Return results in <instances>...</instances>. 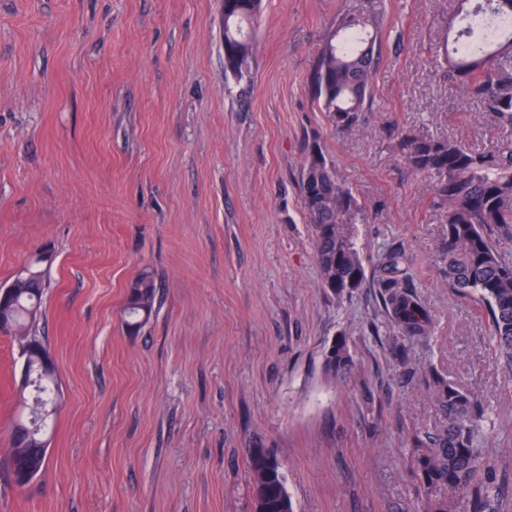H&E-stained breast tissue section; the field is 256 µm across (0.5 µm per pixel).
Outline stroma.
<instances>
[{"mask_svg": "<svg viewBox=\"0 0 512 512\" xmlns=\"http://www.w3.org/2000/svg\"><path fill=\"white\" fill-rule=\"evenodd\" d=\"M382 12L374 103L339 130L309 91L347 10ZM451 0H263L247 80L224 75L222 0H0V285L47 258L39 331L61 404L47 471L0 512H252L246 453L281 464L295 512H420L407 448L448 418L424 368L484 403L483 479L512 512V368L485 309L433 259L415 131L488 152L505 133L433 59ZM319 144L365 211L366 278L323 288L299 179ZM404 254L432 333L397 341L377 288ZM160 286L120 320L141 271ZM344 341L354 366L324 368ZM0 333V451L23 359ZM157 296V286L151 273L142 272L132 281L123 308V321L129 331H138L150 320Z\"/></svg>", "mask_w": 512, "mask_h": 512, "instance_id": "stroma-1", "label": "stroma"}]
</instances>
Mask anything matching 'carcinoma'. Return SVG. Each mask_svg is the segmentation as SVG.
<instances>
[{"mask_svg":"<svg viewBox=\"0 0 512 512\" xmlns=\"http://www.w3.org/2000/svg\"><path fill=\"white\" fill-rule=\"evenodd\" d=\"M260 2L224 0V75L239 81L248 74L254 54L250 25ZM456 11L464 25L441 47L448 78L512 132V0H456ZM379 32L375 12L346 13L314 63L310 91L320 111L339 128L358 125L372 100L381 53ZM398 148L413 174L431 179L430 207L444 213L447 232L436 254L440 273L450 287L474 294L489 315L494 343L512 363V260L498 245V237H512V138L490 154L423 134L405 135ZM300 192L314 232L322 285L339 298L351 297L365 280L354 241V225L364 220L363 210L317 145L309 149ZM403 263L399 254L389 257L379 295L401 335L425 336L430 318L408 281L402 280ZM9 287L10 294L0 301V331L22 342L23 368L32 382L19 384V396L31 409L15 421L0 468L13 464L16 475L36 477L49 465L42 436L51 427L58 392L48 346L33 333L47 288L45 272L31 264L15 273ZM157 296L151 273L132 281L123 308L129 331H138L150 320ZM324 367L334 376L351 369L345 343L328 349ZM427 385L448 415V426L435 439L414 437L408 450L424 512H500L496 487L477 482L484 467L483 404L432 369ZM246 463L253 512H294L277 459L264 448H251Z\"/></svg>","mask_w":512,"mask_h":512,"instance_id":"carcinoma-1","label":"carcinoma"}]
</instances>
